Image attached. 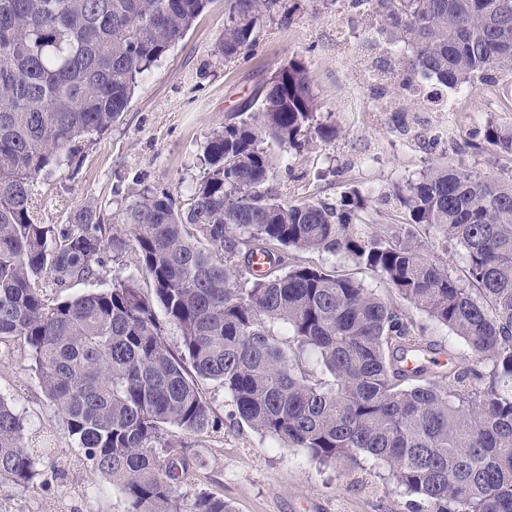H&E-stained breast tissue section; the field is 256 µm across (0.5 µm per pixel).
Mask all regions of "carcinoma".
Here are the masks:
<instances>
[{
  "instance_id": "carcinoma-1",
  "label": "carcinoma",
  "mask_w": 512,
  "mask_h": 512,
  "mask_svg": "<svg viewBox=\"0 0 512 512\" xmlns=\"http://www.w3.org/2000/svg\"><path fill=\"white\" fill-rule=\"evenodd\" d=\"M211 2L0 0V338L24 339L64 430L127 512H233L207 492L184 506L181 480L203 460L162 440L168 426H216L202 380L223 386L258 434L320 463L358 466L365 456L385 467L420 512H512V125L488 123L475 145L506 172L430 164L385 195L413 230L369 236L370 200L358 189L286 202L267 188L273 151L298 155L310 135L337 134L318 121L314 80L294 56L207 140V172L186 205L143 187L117 216L134 229L141 273L180 332L179 351L132 277L72 299L49 292L99 279L102 254L123 240L94 201L61 226L42 223L32 187L63 167L77 173V143L121 119ZM275 4L224 0L217 53L230 61L254 51ZM336 6L370 17L410 95L419 76L456 89L512 75V0ZM420 231L463 251L462 276L430 261ZM307 252L379 273L488 363L490 384L451 362L441 374L402 372L404 355L429 351L421 328L360 281L296 260ZM257 253L269 260L261 273L251 268ZM293 345L314 353L332 382H310ZM45 466L0 397V481L28 485Z\"/></svg>"
}]
</instances>
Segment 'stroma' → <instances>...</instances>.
Wrapping results in <instances>:
<instances>
[{
	"instance_id": "35a3bbf8",
	"label": "stroma",
	"mask_w": 512,
	"mask_h": 512,
	"mask_svg": "<svg viewBox=\"0 0 512 512\" xmlns=\"http://www.w3.org/2000/svg\"><path fill=\"white\" fill-rule=\"evenodd\" d=\"M224 32V0L208 9L136 89L121 120L83 143L76 175L60 169L35 185L32 194L43 223H64L70 210L86 201L101 204L106 217L130 202L133 185L171 192L186 203L202 178L209 136L222 130L236 108L264 85L291 56L302 58L314 78L323 122L335 124L334 140L313 139L301 157L280 168L272 184L283 200L311 195L329 200L358 186L378 201L393 183L449 157L481 174L496 172L493 157L477 150L487 122H512V104L493 98L492 87L468 88L465 109L447 112L445 127L428 141L404 137L387 106L393 94L377 93L375 77L391 63L373 43L363 20H350L325 0H279L260 30L253 54L233 61L215 55ZM125 248L106 250L98 280L75 283L74 298L111 286L114 277H136L145 296L153 287L142 277L130 227L117 225ZM313 266L349 273L395 305L422 328L431 351L474 359L465 343L395 299L377 273L341 256L305 253ZM200 387L219 426L201 434L169 427L164 439L201 456L179 488L184 502L208 492L229 502L234 512H416L417 497L405 495L384 469L360 470L339 463L324 465L300 448L262 437L236 420L228 392L204 380ZM0 396L24 419L32 448L52 452L42 478L26 487L0 485V512H126L118 488L86 464L45 398L23 339H0Z\"/></svg>"
}]
</instances>
